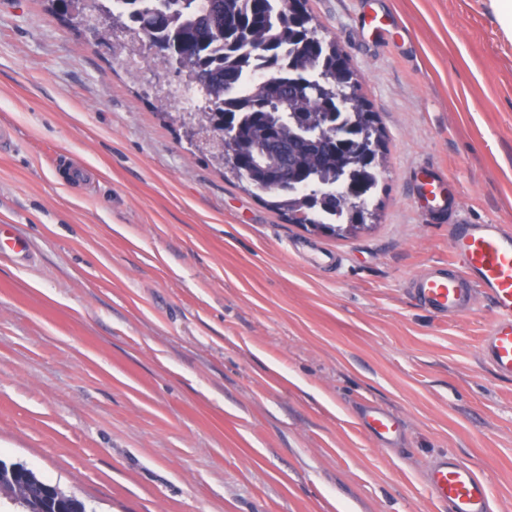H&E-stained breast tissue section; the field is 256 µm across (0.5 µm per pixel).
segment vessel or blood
Wrapping results in <instances>:
<instances>
[{
  "label": "vessel or blood",
  "mask_w": 512,
  "mask_h": 512,
  "mask_svg": "<svg viewBox=\"0 0 512 512\" xmlns=\"http://www.w3.org/2000/svg\"><path fill=\"white\" fill-rule=\"evenodd\" d=\"M438 169L425 167L419 192L434 219L452 226L451 266L435 264L413 275L407 286L418 305L441 317L469 311L476 294L489 300L494 318L480 340V353L494 371L512 378V227L503 224H474L455 209L443 193ZM27 239L13 225H0V253L24 259ZM364 426L379 442H389L400 430L390 412L367 407ZM431 497L448 512H491L489 489L476 470L452 456L436 459L427 473Z\"/></svg>",
  "instance_id": "1"
}]
</instances>
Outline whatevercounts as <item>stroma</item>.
I'll use <instances>...</instances> for the list:
<instances>
[{
  "label": "stroma",
  "mask_w": 512,
  "mask_h": 512,
  "mask_svg": "<svg viewBox=\"0 0 512 512\" xmlns=\"http://www.w3.org/2000/svg\"><path fill=\"white\" fill-rule=\"evenodd\" d=\"M387 134L381 220L313 235L225 180L130 71L48 0H0V459L87 512H444L445 454L512 512V380L479 356L477 296L451 320L410 276L449 261L415 199L444 169L475 224L512 226V39L489 0H308ZM318 251L340 266L312 267ZM392 412L393 444L361 425ZM28 251L27 239L16 232L13 225H0V253L22 260L27 256Z\"/></svg>",
  "instance_id": "stroma-1"
}]
</instances>
